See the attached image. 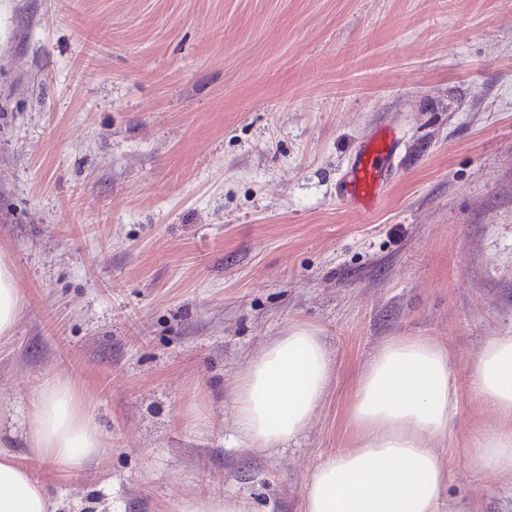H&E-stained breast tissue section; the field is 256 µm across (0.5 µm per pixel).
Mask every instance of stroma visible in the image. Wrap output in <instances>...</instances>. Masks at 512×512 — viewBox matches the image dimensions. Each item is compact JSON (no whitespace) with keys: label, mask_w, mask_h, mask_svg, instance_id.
Here are the masks:
<instances>
[{"label":"stroma","mask_w":512,"mask_h":512,"mask_svg":"<svg viewBox=\"0 0 512 512\" xmlns=\"http://www.w3.org/2000/svg\"><path fill=\"white\" fill-rule=\"evenodd\" d=\"M382 127L400 146L364 214L341 183ZM0 254L22 297L0 442L24 454L54 379L101 433L46 477L67 512H300L393 336L448 350L446 512H512L466 457L490 420L468 375L512 329V0H0ZM299 322L327 395L296 441L241 450L236 384ZM177 512H256L249 502L236 495L225 494L224 497H195L182 500Z\"/></svg>","instance_id":"stroma-1"}]
</instances>
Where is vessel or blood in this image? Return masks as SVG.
Masks as SVG:
<instances>
[{"mask_svg":"<svg viewBox=\"0 0 512 512\" xmlns=\"http://www.w3.org/2000/svg\"><path fill=\"white\" fill-rule=\"evenodd\" d=\"M396 150L397 142L391 135L366 142L344 177V201L365 212L374 209L387 180L389 161Z\"/></svg>","mask_w":512,"mask_h":512,"instance_id":"1","label":"vessel or blood"}]
</instances>
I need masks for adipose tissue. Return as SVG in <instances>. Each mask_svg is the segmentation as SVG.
Instances as JSON below:
<instances>
[{
    "label": "adipose tissue",
    "mask_w": 512,
    "mask_h": 512,
    "mask_svg": "<svg viewBox=\"0 0 512 512\" xmlns=\"http://www.w3.org/2000/svg\"><path fill=\"white\" fill-rule=\"evenodd\" d=\"M20 295L0 261V345L9 341ZM332 362L317 330L297 324L249 364L232 395L235 426L246 448L295 441L320 406ZM492 427L468 451L479 475L512 478V332L490 337L471 371ZM448 351L426 337L388 339L357 378L349 409L350 447L311 470L300 512H442L448 468L436 444L455 410ZM26 457L0 448V512H59L42 477H65L100 455L98 429L70 381L47 384L25 418Z\"/></svg>",
    "instance_id": "adipose-tissue-1"
}]
</instances>
